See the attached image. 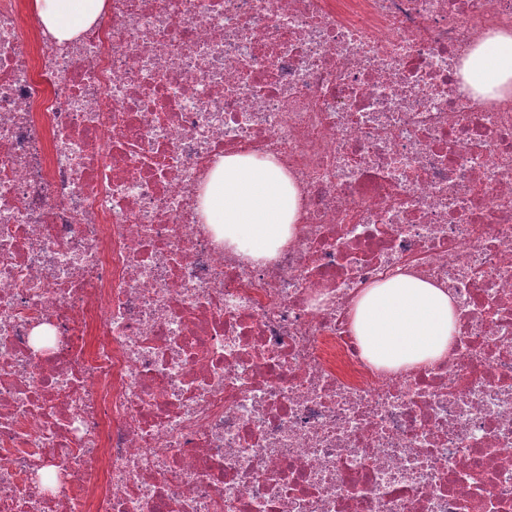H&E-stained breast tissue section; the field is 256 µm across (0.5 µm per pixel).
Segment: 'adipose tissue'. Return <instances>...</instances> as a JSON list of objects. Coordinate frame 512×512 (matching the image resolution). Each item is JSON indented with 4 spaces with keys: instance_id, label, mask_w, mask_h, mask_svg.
<instances>
[{
    "instance_id": "1",
    "label": "adipose tissue",
    "mask_w": 512,
    "mask_h": 512,
    "mask_svg": "<svg viewBox=\"0 0 512 512\" xmlns=\"http://www.w3.org/2000/svg\"><path fill=\"white\" fill-rule=\"evenodd\" d=\"M104 0H34L45 29L68 41L92 23ZM493 52L472 54L467 79L479 90L512 94V32L497 33ZM300 195L269 158L227 154L218 158L199 198L204 223L221 226L225 249L254 261L273 258L295 232ZM354 330L371 362L388 368L429 364L447 355L457 334V312L447 289L399 274L366 288L354 313Z\"/></svg>"
}]
</instances>
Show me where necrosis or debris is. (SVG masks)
I'll return each instance as SVG.
<instances>
[{"label": "necrosis or debris", "mask_w": 512, "mask_h": 512, "mask_svg": "<svg viewBox=\"0 0 512 512\" xmlns=\"http://www.w3.org/2000/svg\"><path fill=\"white\" fill-rule=\"evenodd\" d=\"M512 0H105L61 43L0 0V512H512V96L468 55ZM274 159L256 263L197 198ZM449 287L384 370L362 291ZM300 195L269 158L225 154L199 198L204 223L221 224L225 249L253 261L273 258L294 235ZM354 330L371 362L387 368L433 363L448 354L457 312L447 288L398 274L366 288Z\"/></svg>", "instance_id": "4bbe7bcc"}]
</instances>
